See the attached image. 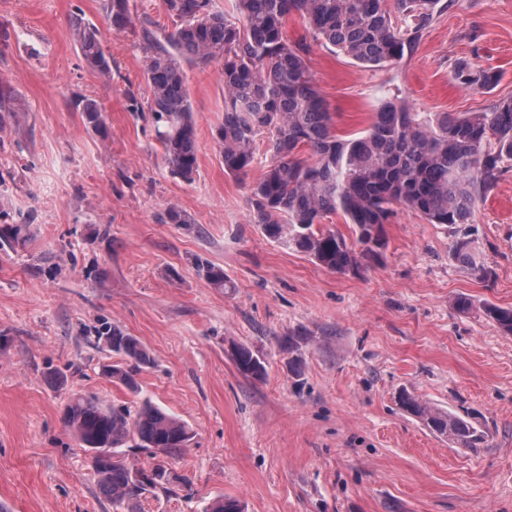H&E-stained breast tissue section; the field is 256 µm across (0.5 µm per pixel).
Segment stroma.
Segmentation results:
<instances>
[{"label":"stroma","instance_id":"obj_1","mask_svg":"<svg viewBox=\"0 0 512 512\" xmlns=\"http://www.w3.org/2000/svg\"><path fill=\"white\" fill-rule=\"evenodd\" d=\"M116 30L104 0H0V76L16 109L0 113V504L9 512H114L91 453L65 427L68 400L148 401L192 438L166 465L169 491L139 512H512V335L484 312L512 308V161L471 218L490 270L452 260L450 228L397 208L379 262L335 273L282 248L250 222L249 184L267 161L255 144L246 179L224 171L218 63L184 64L196 127L193 181L173 177L155 136L140 21L174 27L161 0H129ZM93 23L111 79L84 62L71 21ZM341 133L365 130L387 99L415 112H487L512 98V0H440L411 52L361 67L286 24ZM491 83L466 88L459 63ZM104 110L105 132L82 115ZM178 206L188 221L171 224ZM223 269L217 288L194 268ZM471 307L460 311L459 299ZM138 338L154 364L138 392L102 373L117 362L98 332ZM303 332L299 373L289 336ZM255 351L263 379L238 373L232 348ZM408 391L467 416L484 448H454L405 412Z\"/></svg>","mask_w":512,"mask_h":512}]
</instances>
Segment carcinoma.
I'll return each instance as SVG.
<instances>
[{"label": "carcinoma", "instance_id": "carcinoma-1", "mask_svg": "<svg viewBox=\"0 0 512 512\" xmlns=\"http://www.w3.org/2000/svg\"><path fill=\"white\" fill-rule=\"evenodd\" d=\"M439 0H236L238 22L213 9L212 0H162L175 30L146 40L145 74L151 89L148 111L170 173L190 182L197 171L196 129L182 62L223 63L224 122L216 140L224 171L247 177L255 162L254 145L267 131L269 160L250 185L251 223L274 242L308 255L337 273L359 269L386 247L384 225L403 206L431 224L456 229L469 223L477 205L498 183L502 164L512 160V100L488 112H414L385 100L367 129L337 133L328 105L305 59L306 47L288 41V17L307 20L312 35L359 65L383 66L415 45L433 20ZM112 28L132 24L129 0H105ZM403 24L393 21L394 14ZM74 39L86 64L106 79L112 66L96 26L79 21ZM455 77L468 88L484 87L492 77L469 65ZM85 120L105 131L97 103L83 107ZM342 214L354 226L361 249L355 250L325 219ZM472 234L455 236L452 258L482 277L488 276ZM200 275L224 288V270L200 259ZM488 318L512 334V308L485 306ZM104 345L124 362L104 374L138 390L136 376L152 363L141 342L112 328ZM237 371L260 379L265 366L252 350L234 347ZM400 403L436 434L460 448H478L485 432L468 419L429 405L407 391ZM63 421L79 442L96 452L94 470L102 493L115 509H130L145 491L169 490L176 476L162 464L134 467L117 448L137 438L153 455L181 453L190 440L188 425L145 401L136 409L105 406L93 396L77 395L63 410Z\"/></svg>", "mask_w": 512, "mask_h": 512}]
</instances>
